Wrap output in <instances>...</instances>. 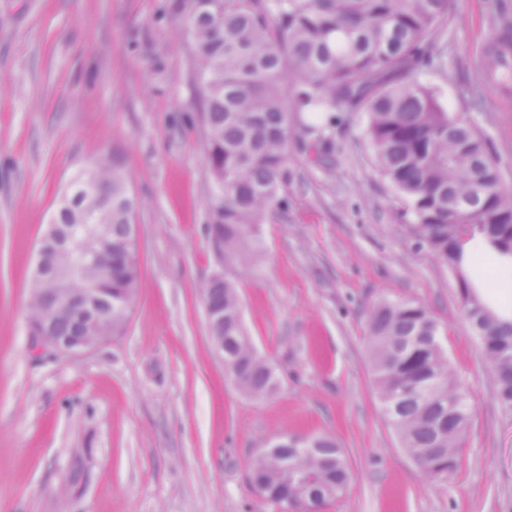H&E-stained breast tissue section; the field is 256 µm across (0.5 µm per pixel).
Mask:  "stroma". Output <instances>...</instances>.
Returning <instances> with one entry per match:
<instances>
[{
	"label": "stroma",
	"mask_w": 512,
	"mask_h": 512,
	"mask_svg": "<svg viewBox=\"0 0 512 512\" xmlns=\"http://www.w3.org/2000/svg\"><path fill=\"white\" fill-rule=\"evenodd\" d=\"M491 0H451L440 67L416 72L485 138L512 191V86L484 55ZM195 64L170 0H0V512H279L250 462L288 434H329L351 479L330 512H512V408L467 322L459 277L411 230L366 112L337 106L330 164L291 116L288 203L238 270L245 328L281 383L241 394L212 348L202 288L215 257ZM123 161L139 284L125 330L86 356L39 353L27 316L38 246L62 192ZM423 303L464 388L457 470L430 478L385 418L367 318ZM86 477L65 495L76 449Z\"/></svg>",
	"instance_id": "stroma-1"
}]
</instances>
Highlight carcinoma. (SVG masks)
<instances>
[{"label":"carcinoma","mask_w":512,"mask_h":512,"mask_svg":"<svg viewBox=\"0 0 512 512\" xmlns=\"http://www.w3.org/2000/svg\"><path fill=\"white\" fill-rule=\"evenodd\" d=\"M450 0H173L193 50L214 201L206 234L224 241V278L202 294L211 335L224 340L235 386L255 400L279 388L273 365L246 334L233 271L288 185L290 114L317 120L338 105L369 114L368 137L385 176L410 202L417 237L470 294L464 313L489 360L500 402L512 407V322H501L465 276L462 243L478 236L512 257V195L484 137L448 114L407 75L442 56ZM490 54L512 75V18L496 16ZM136 202L115 156L83 170L62 197L39 251L28 328L90 342L122 332L138 285ZM100 235L82 260L81 235ZM97 289L83 314L82 292ZM369 355L383 412L422 473L446 477L459 463L471 420L435 321L413 300L384 301L368 316ZM249 482L283 512H325L346 489L345 454L330 436L289 435L252 463Z\"/></svg>","instance_id":"carcinoma-1"}]
</instances>
